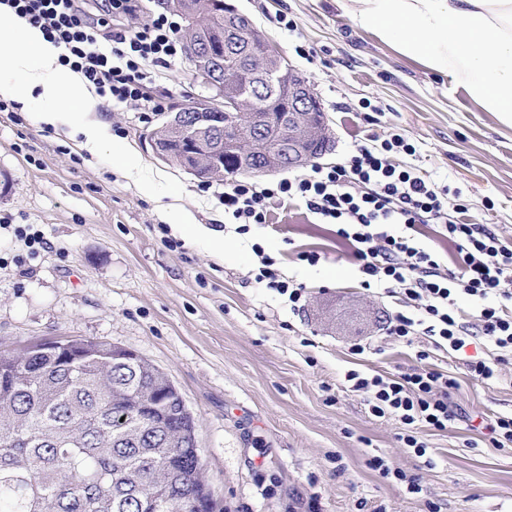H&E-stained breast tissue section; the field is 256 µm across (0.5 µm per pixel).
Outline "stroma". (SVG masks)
Returning <instances> with one entry per match:
<instances>
[{"mask_svg":"<svg viewBox=\"0 0 512 512\" xmlns=\"http://www.w3.org/2000/svg\"><path fill=\"white\" fill-rule=\"evenodd\" d=\"M251 17L312 88L332 148L320 164L339 162L355 141L404 132L415 156L397 164L424 169L437 185L460 189L469 219L512 239V123L476 104L448 76L432 73L352 21L342 0H229ZM293 19L287 33L281 18ZM157 94L167 109L152 122L137 106L92 98L76 122L112 128L98 155L77 150L71 126L38 122V102L0 118V351L70 337L131 350L164 371L196 421L203 478L215 512H512V447L496 448L468 430L512 414V363L489 380L472 378L463 354L493 359L477 337L466 353L437 349L427 337L406 346L383 327L396 298L361 286V274L331 224L300 205L272 201L269 224L242 237L224 228V207L187 169L159 159L148 144L189 98L208 95L188 58L177 60ZM383 109L367 123L362 103ZM130 148L155 183L141 194L112 163ZM222 231L223 249L184 241L177 210ZM30 224L50 248L29 256L13 225ZM169 225L162 234L161 225ZM180 247H169V240ZM260 240L283 275L304 284L305 308L292 313L258 287ZM320 254L309 265L302 253ZM363 343V354L348 348ZM428 350L430 367L458 387L451 400L464 418L448 431L422 430L431 463L398 438L399 426L373 416L351 392L347 371L392 375ZM384 457L394 471L417 474L408 493L394 476L367 465Z\"/></svg>","mask_w":512,"mask_h":512,"instance_id":"stroma-1","label":"stroma"}]
</instances>
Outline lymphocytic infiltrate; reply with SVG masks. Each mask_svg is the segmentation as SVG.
Instances as JSON below:
<instances>
[{"label": "lymphocytic infiltrate", "instance_id": "lymphocytic-infiltrate-1", "mask_svg": "<svg viewBox=\"0 0 512 512\" xmlns=\"http://www.w3.org/2000/svg\"><path fill=\"white\" fill-rule=\"evenodd\" d=\"M88 2L0 0V7L41 29L60 65L80 74L97 97L115 106L138 105L141 121H150L165 108L156 93L158 78L185 53L175 14L154 12L151 0H103L95 13ZM395 153H415L399 132L377 144L357 142L342 162L294 178L226 181L217 199L239 235L266 226L275 199L299 202L319 223L335 225L363 276L362 287L382 289L404 305L386 323L389 336L408 344L425 336L456 352L486 337L500 356L469 359L467 368L472 377L491 379L512 359V240L471 223L465 204L447 206V190L435 188L415 166L393 164ZM421 224L439 226L455 244V269L444 268L420 240ZM252 250L260 262L255 283L275 292L292 312L302 311L305 286L285 277L261 243ZM463 298L475 305L472 320L460 314ZM417 357L418 365L392 377L351 370L345 380L374 416L399 424L400 440L422 458L429 446L420 429L446 431L459 415L450 399L456 379L426 366L428 351Z\"/></svg>", "mask_w": 512, "mask_h": 512}]
</instances>
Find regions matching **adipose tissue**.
<instances>
[{
  "label": "adipose tissue",
  "mask_w": 512,
  "mask_h": 512,
  "mask_svg": "<svg viewBox=\"0 0 512 512\" xmlns=\"http://www.w3.org/2000/svg\"><path fill=\"white\" fill-rule=\"evenodd\" d=\"M353 22L428 70L449 75L486 111L512 121V0H348ZM39 96L40 120L68 123L91 95L42 32L0 19V96Z\"/></svg>",
  "instance_id": "ef3b65f1"
}]
</instances>
